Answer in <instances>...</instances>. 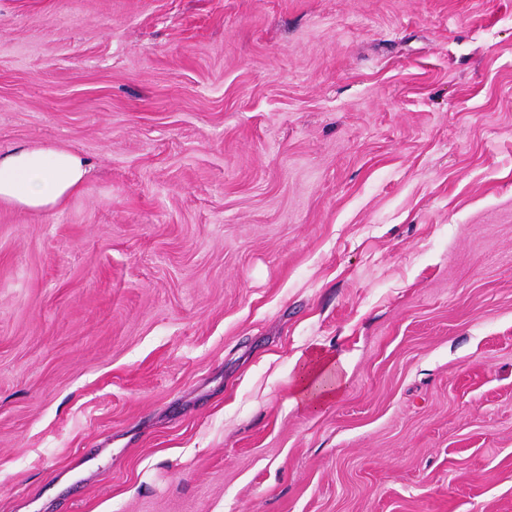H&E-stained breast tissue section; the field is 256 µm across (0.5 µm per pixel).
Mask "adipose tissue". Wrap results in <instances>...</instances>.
I'll return each mask as SVG.
<instances>
[{
	"instance_id": "ef3b65f1",
	"label": "adipose tissue",
	"mask_w": 512,
	"mask_h": 512,
	"mask_svg": "<svg viewBox=\"0 0 512 512\" xmlns=\"http://www.w3.org/2000/svg\"><path fill=\"white\" fill-rule=\"evenodd\" d=\"M88 163L57 146L21 147L0 157V201L44 212L62 206L83 187ZM294 400L315 409L345 383L344 367L334 358L313 352L293 361Z\"/></svg>"
}]
</instances>
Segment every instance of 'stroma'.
Masks as SVG:
<instances>
[{"mask_svg": "<svg viewBox=\"0 0 512 512\" xmlns=\"http://www.w3.org/2000/svg\"><path fill=\"white\" fill-rule=\"evenodd\" d=\"M45 143L89 173L0 201V512H512V0H0ZM292 402L316 409L331 399L345 383L344 366L334 358L313 352L294 357Z\"/></svg>", "mask_w": 512, "mask_h": 512, "instance_id": "35a3bbf8", "label": "stroma"}]
</instances>
